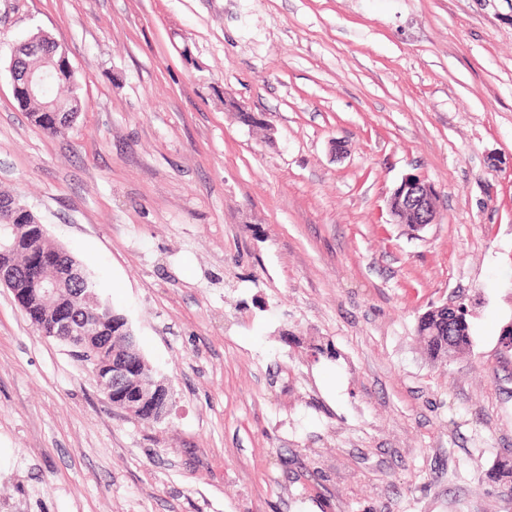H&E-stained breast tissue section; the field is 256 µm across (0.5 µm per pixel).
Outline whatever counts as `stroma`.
I'll use <instances>...</instances> for the list:
<instances>
[{
	"instance_id": "stroma-1",
	"label": "stroma",
	"mask_w": 512,
	"mask_h": 512,
	"mask_svg": "<svg viewBox=\"0 0 512 512\" xmlns=\"http://www.w3.org/2000/svg\"><path fill=\"white\" fill-rule=\"evenodd\" d=\"M38 32L63 138L12 94ZM0 191L173 389L134 420L0 288V512H512V0H0ZM459 302L469 348L431 357ZM23 56L35 57L40 69L23 66L22 63L26 62ZM62 69L74 81V72L65 50L46 34L38 32L14 46L10 64L14 99H34L39 96L48 80L63 76ZM65 86L67 88V96L61 99H48L46 100L44 106V112H53L56 117L57 125H60L58 122L63 123L64 128H71L74 124L75 120L80 114V107L76 106L74 102H68L66 100H70L74 96H78L81 99L80 88L76 85V83H61L57 86V89L61 86ZM391 216L399 224H408L398 215L404 209H412L421 215L419 221L409 226L413 231L424 229L436 219L435 192L433 187L416 174H407L394 189L388 200ZM457 313L451 311L444 313L440 310L431 309L420 319L418 334L423 336L429 354L433 357L443 355L440 352V342H443L444 350L451 356L469 347L470 326L465 319H459ZM448 337V340H447Z\"/></svg>"
}]
</instances>
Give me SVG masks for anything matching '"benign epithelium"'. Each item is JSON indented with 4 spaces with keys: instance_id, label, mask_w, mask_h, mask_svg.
I'll use <instances>...</instances> for the list:
<instances>
[{
    "instance_id": "benign-epithelium-1",
    "label": "benign epithelium",
    "mask_w": 512,
    "mask_h": 512,
    "mask_svg": "<svg viewBox=\"0 0 512 512\" xmlns=\"http://www.w3.org/2000/svg\"><path fill=\"white\" fill-rule=\"evenodd\" d=\"M10 71L13 97L33 99L40 95L48 80L67 73L74 79V72L64 49L43 33H36L24 42L13 47ZM45 111L54 113L56 121L71 127L79 116L80 107L73 102L61 99H48ZM0 208L12 214L23 216L42 235H47L45 225L15 196L0 197ZM391 216L403 223L399 212L412 209L421 215L419 221L411 225L419 231L436 219L435 192L433 187L416 174H407L394 189L388 200ZM128 319L113 312L112 307L94 298L87 320L81 324L73 322L69 311L59 307L54 312L55 338L85 337L89 331L101 324H112V334H124L129 338V346L124 350L104 346L96 354L85 360L90 366L100 392L107 400H117L118 406L127 415L140 420L148 413L153 422L158 423L169 414L171 388L166 377L159 375L151 366L142 365L137 378L128 371L127 354L136 349L135 338L127 325Z\"/></svg>"
}]
</instances>
